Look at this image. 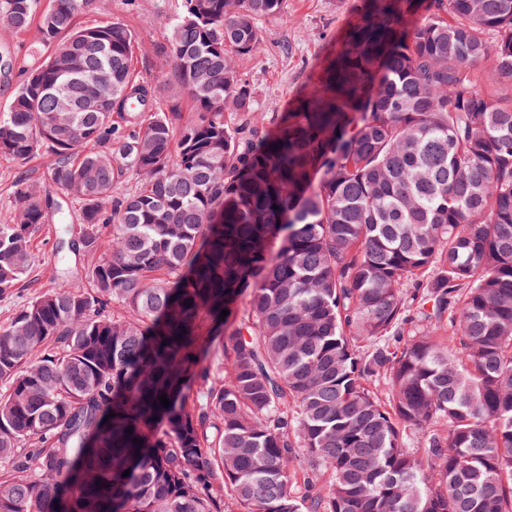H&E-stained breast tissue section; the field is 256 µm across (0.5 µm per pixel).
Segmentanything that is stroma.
<instances>
[{
  "mask_svg": "<svg viewBox=\"0 0 512 512\" xmlns=\"http://www.w3.org/2000/svg\"><path fill=\"white\" fill-rule=\"evenodd\" d=\"M360 4L361 0H286L277 18L259 21L261 49L238 58L237 66L255 89L261 111L288 110L296 96L310 86L321 62L338 48ZM177 7L178 0H82L77 20L95 25L114 19L132 30L137 38L133 59L136 75L158 86L160 109L169 110L176 103L185 112L191 104L170 79L173 58L166 39ZM46 54L37 28L20 35L0 21V58L12 66L11 73L0 71V113L7 110L14 89L23 79L22 68L42 61ZM50 163L44 152L22 161L0 156V223L8 224L15 218L12 196L18 178L24 176L38 186H49ZM55 246L53 226L45 224L33 243V281L0 299V324L12 310L50 286Z\"/></svg>",
  "mask_w": 512,
  "mask_h": 512,
  "instance_id": "stroma-1",
  "label": "stroma"
}]
</instances>
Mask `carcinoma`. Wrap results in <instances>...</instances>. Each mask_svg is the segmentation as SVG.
<instances>
[{
  "mask_svg": "<svg viewBox=\"0 0 512 512\" xmlns=\"http://www.w3.org/2000/svg\"><path fill=\"white\" fill-rule=\"evenodd\" d=\"M178 2L188 115L121 22L0 0L50 49L0 155H53L88 257L0 326V512H512V0H362L280 114L236 58L285 0Z\"/></svg>",
  "mask_w": 512,
  "mask_h": 512,
  "instance_id": "obj_1",
  "label": "carcinoma"
}]
</instances>
